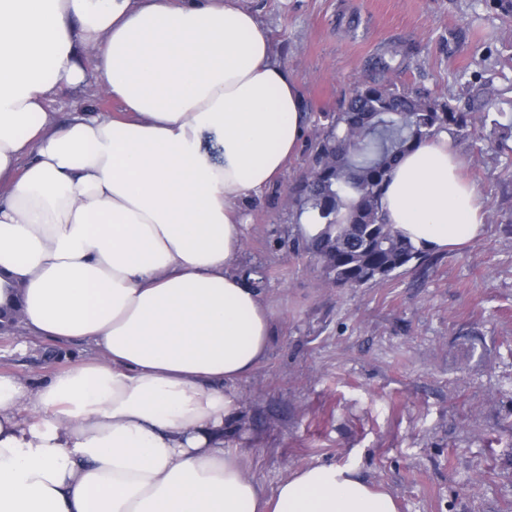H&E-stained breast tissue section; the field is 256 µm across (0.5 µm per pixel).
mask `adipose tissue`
<instances>
[{"instance_id": "1", "label": "adipose tissue", "mask_w": 512, "mask_h": 512, "mask_svg": "<svg viewBox=\"0 0 512 512\" xmlns=\"http://www.w3.org/2000/svg\"><path fill=\"white\" fill-rule=\"evenodd\" d=\"M90 73L120 112L53 123ZM305 130L239 0H0V310L92 351L40 382L0 373V512H397L336 464L265 492L224 445L272 322L232 271L241 212ZM459 167L443 132L387 176L384 219L420 251L484 232Z\"/></svg>"}]
</instances>
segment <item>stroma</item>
Here are the masks:
<instances>
[{"mask_svg":"<svg viewBox=\"0 0 512 512\" xmlns=\"http://www.w3.org/2000/svg\"><path fill=\"white\" fill-rule=\"evenodd\" d=\"M267 28L308 116L339 112L376 60L400 86L464 100L462 73L512 83V18L477 0H241ZM412 48L406 59L394 51ZM119 106L94 82L65 88L55 122ZM481 191L483 234L387 282L328 288L298 248L288 189L307 153L244 208L236 273L262 267L273 316L266 358L241 381V416L224 435L265 491L314 463L357 469L398 512H512V153L485 128L458 138ZM78 341L0 334V372L37 379L87 358Z\"/></svg>","mask_w":512,"mask_h":512,"instance_id":"1","label":"stroma"}]
</instances>
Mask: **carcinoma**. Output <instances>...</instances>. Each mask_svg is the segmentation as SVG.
<instances>
[{
	"instance_id": "1",
	"label": "carcinoma",
	"mask_w": 512,
	"mask_h": 512,
	"mask_svg": "<svg viewBox=\"0 0 512 512\" xmlns=\"http://www.w3.org/2000/svg\"><path fill=\"white\" fill-rule=\"evenodd\" d=\"M378 62V77L357 82L345 108L326 115L310 144L307 171L288 189L292 205L312 212L324 229L304 240L329 284L362 287L388 280L421 259L418 250L384 221L382 195L388 170L400 154L441 132L466 137L477 115L512 91L490 81L470 83L462 110L425 88H399Z\"/></svg>"
}]
</instances>
